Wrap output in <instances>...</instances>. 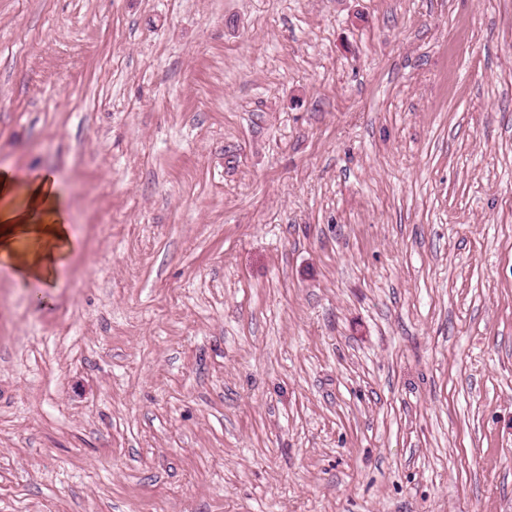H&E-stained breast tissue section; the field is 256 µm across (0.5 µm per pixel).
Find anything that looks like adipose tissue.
<instances>
[{
  "mask_svg": "<svg viewBox=\"0 0 512 512\" xmlns=\"http://www.w3.org/2000/svg\"><path fill=\"white\" fill-rule=\"evenodd\" d=\"M75 248L56 176L43 170L23 178L0 169V266L48 288Z\"/></svg>",
  "mask_w": 512,
  "mask_h": 512,
  "instance_id": "1",
  "label": "adipose tissue"
}]
</instances>
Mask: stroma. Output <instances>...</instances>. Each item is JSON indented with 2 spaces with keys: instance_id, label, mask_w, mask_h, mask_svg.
I'll list each match as a JSON object with an SVG mask.
<instances>
[{
  "instance_id": "35a3bbf8",
  "label": "stroma",
  "mask_w": 512,
  "mask_h": 512,
  "mask_svg": "<svg viewBox=\"0 0 512 512\" xmlns=\"http://www.w3.org/2000/svg\"><path fill=\"white\" fill-rule=\"evenodd\" d=\"M0 512H512V0H0ZM75 248L56 176L43 170L21 178L11 168L0 169V266L50 288Z\"/></svg>"
}]
</instances>
